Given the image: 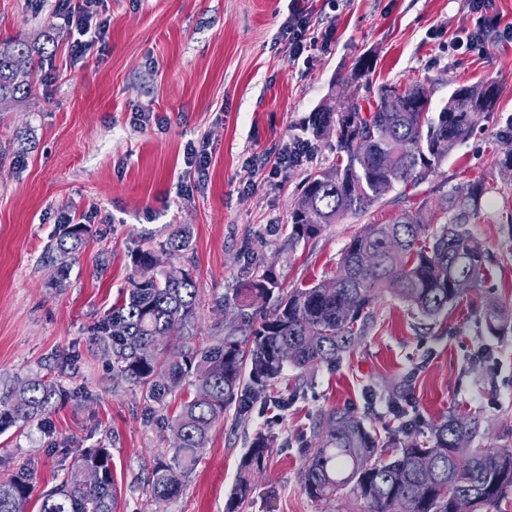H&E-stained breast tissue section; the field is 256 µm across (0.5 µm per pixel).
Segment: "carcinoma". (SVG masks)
Masks as SVG:
<instances>
[{
	"label": "carcinoma",
	"instance_id": "obj_1",
	"mask_svg": "<svg viewBox=\"0 0 512 512\" xmlns=\"http://www.w3.org/2000/svg\"><path fill=\"white\" fill-rule=\"evenodd\" d=\"M43 61L44 54L25 42H0V101L31 92V77ZM496 97L491 84L459 88L432 116L431 103L420 100V84L414 83L403 91H382L367 112L360 100L339 109L320 108L307 128L316 137L336 129L338 155L331 167L306 178L292 203L288 245L368 213L399 183L424 180L469 137ZM386 153L395 158L388 170L380 164ZM486 190L485 181L477 180L469 199L448 195L445 210L450 218L437 231L430 230L418 209L406 211L392 224L370 225L344 249L334 288L321 283L282 288L270 270L248 271L232 298L243 328L209 344L190 336L168 344L174 327L191 323L198 306L192 273L167 269L162 260L164 254L189 249V229L175 231L160 252L142 247L132 251L129 288L93 325L92 340L112 357V371L139 388L148 403L162 405L188 378L194 386L178 414L165 421L175 442L169 458L150 465L153 498L167 500L180 493L182 478L192 472L230 406L245 420L285 367L308 372L336 365L364 333L374 300L392 284L415 315L435 320L459 298V282L480 281L485 256L462 225L477 215ZM89 233L85 224H62L54 249L64 257L74 254ZM260 301L272 306L257 322L247 310ZM507 320L499 308L487 310L490 332L502 330ZM64 398V390L45 375L22 379L0 396V434L13 427L47 428ZM390 409L401 425L386 440L349 408L318 413L312 439L302 452L303 490L309 498L332 501L347 490L362 512H457L460 499L468 502L469 512L490 507L507 512L512 502L511 446L484 445L473 417L452 413L426 433L399 397L390 400ZM270 451L266 436L252 440L225 512H237L251 495L252 474L263 468ZM88 469L99 473L94 485L85 483ZM33 475L34 466L26 463L0 478V512H26ZM116 500L110 450L84 448L63 479L42 494L39 512H115Z\"/></svg>",
	"mask_w": 512,
	"mask_h": 512
}]
</instances>
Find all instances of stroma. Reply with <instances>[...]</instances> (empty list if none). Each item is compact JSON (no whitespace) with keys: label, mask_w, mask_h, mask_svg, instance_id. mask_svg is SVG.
<instances>
[{"label":"stroma","mask_w":512,"mask_h":512,"mask_svg":"<svg viewBox=\"0 0 512 512\" xmlns=\"http://www.w3.org/2000/svg\"><path fill=\"white\" fill-rule=\"evenodd\" d=\"M289 0H106L104 46L70 59L73 34L54 0H0V42L18 38L44 48L49 61L30 94L0 104V391L29 373L57 380L66 393L48 430L0 435V473L37 461L35 498L57 484L80 449L110 448L120 490L116 512H224L240 462L257 434L272 452L238 512H356L344 496L311 500L303 490L300 444L320 411L346 406L377 434L397 430L388 408L403 386L411 415L430 424L448 412L477 416L488 444H512V325L489 333V304L512 313V170L501 167L512 143L498 133L512 122V44L487 53L456 52L452 43L477 16L469 0H307L328 46L292 60L285 23ZM363 78L351 74L360 60ZM421 84L433 110L456 87L496 84L492 110L426 181L401 184L371 212L330 225L317 238L289 245L288 212L308 174L336 160V135L314 137L311 112L354 96L377 101L382 89ZM144 109L156 119L135 125ZM302 140L309 153L294 167L253 170L260 156ZM206 145L205 178L189 173L188 145ZM488 191L467 226L486 255L484 276L437 320L420 324L386 290L364 335L336 366L303 373L286 367L266 396L236 423L228 410L177 497L158 501L143 488V467L167 455L173 435L162 422L189 389L148 414L142 393L112 373V360L91 346L90 329L128 286L129 254L160 248L190 227L188 251L165 256L192 269L197 315L176 336L209 343L240 325L230 300L260 244L265 268L283 287L335 277L343 250L369 225L391 223L424 206L440 227L444 199L475 180ZM90 226L85 246L66 259L55 285L48 256L58 220ZM489 362H477L478 352Z\"/></svg>","instance_id":"1"}]
</instances>
